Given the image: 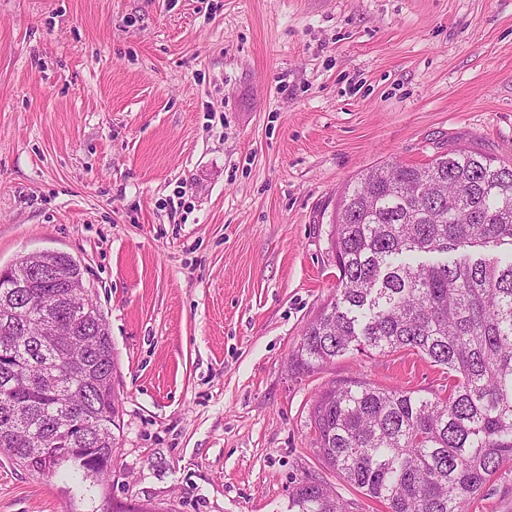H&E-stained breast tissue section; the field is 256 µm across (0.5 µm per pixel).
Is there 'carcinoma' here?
Returning <instances> with one entry per match:
<instances>
[{
  "instance_id": "obj_1",
  "label": "carcinoma",
  "mask_w": 512,
  "mask_h": 512,
  "mask_svg": "<svg viewBox=\"0 0 512 512\" xmlns=\"http://www.w3.org/2000/svg\"><path fill=\"white\" fill-rule=\"evenodd\" d=\"M332 243L336 294L305 328L295 367L409 350L448 369V393L328 387L309 411L320 457L388 512H467L512 461V260L418 255L512 247V165L464 148L423 165L377 163L345 188ZM27 267L23 259L0 278V454L39 474L65 469L104 483L120 414L106 319L88 296L61 310L51 284L20 298L13 284ZM64 355L88 360L90 373L44 383L45 365ZM61 406L96 448L58 430ZM289 512L346 509L308 478Z\"/></svg>"
}]
</instances>
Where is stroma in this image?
<instances>
[{"label":"stroma","mask_w":512,"mask_h":512,"mask_svg":"<svg viewBox=\"0 0 512 512\" xmlns=\"http://www.w3.org/2000/svg\"><path fill=\"white\" fill-rule=\"evenodd\" d=\"M451 147L512 163V0H0V269L70 254L122 415L111 478L0 455V512H288L323 463L316 394L425 397L410 351L289 364L336 292L339 194ZM469 512H512V462Z\"/></svg>","instance_id":"1"}]
</instances>
